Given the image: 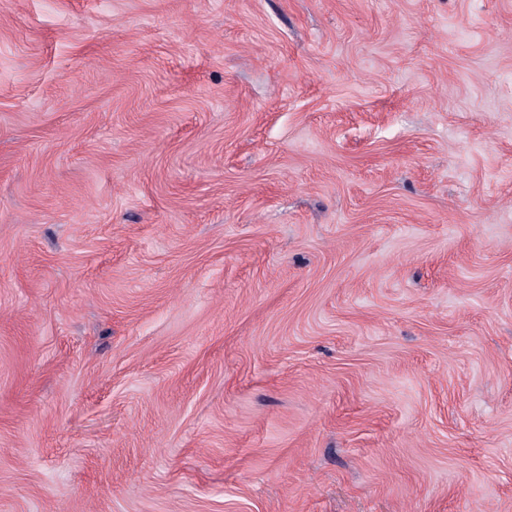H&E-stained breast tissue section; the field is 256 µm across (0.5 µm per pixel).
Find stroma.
I'll return each mask as SVG.
<instances>
[{"label": "stroma", "mask_w": 512, "mask_h": 512, "mask_svg": "<svg viewBox=\"0 0 512 512\" xmlns=\"http://www.w3.org/2000/svg\"><path fill=\"white\" fill-rule=\"evenodd\" d=\"M0 512H512V0H0Z\"/></svg>", "instance_id": "1"}]
</instances>
